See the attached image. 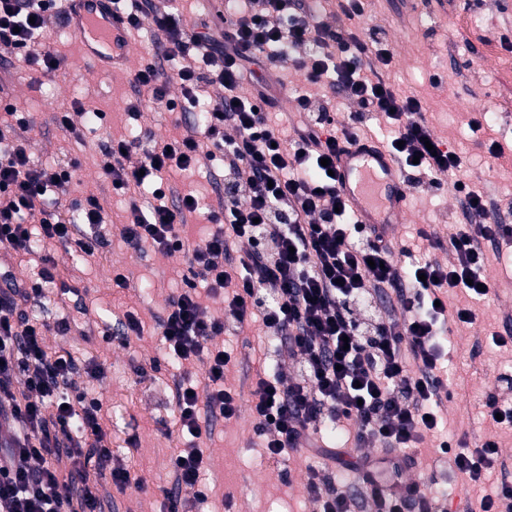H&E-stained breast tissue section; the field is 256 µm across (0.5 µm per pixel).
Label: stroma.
I'll list each match as a JSON object with an SVG mask.
<instances>
[{"label": "stroma", "instance_id": "obj_1", "mask_svg": "<svg viewBox=\"0 0 512 512\" xmlns=\"http://www.w3.org/2000/svg\"><path fill=\"white\" fill-rule=\"evenodd\" d=\"M175 6L188 30L205 26L212 35H222L224 0H176ZM368 13L373 24L385 30L396 52L392 78L410 83L426 104L435 134L468 158L465 178L476 183L490 203L500 205L503 220L512 221V212L505 208L512 200V80L499 78L504 64H512V0H424L418 10L411 9L409 0H369ZM38 40L62 58L61 70L45 77L23 58L0 60L5 101L33 122L28 148L35 159L78 160L62 205L83 201L92 193L99 198L107 222L123 224L127 200L113 190L100 169L101 149L111 140L144 133L159 141L175 136L170 112L147 105L135 115L128 111L132 78L153 60L157 48L147 33H132L130 68L106 74L79 53L77 38L65 21H52ZM492 44L501 49V56L490 54ZM435 75L442 79L437 87L431 82ZM268 83L276 97L273 125L292 129L300 121L292 96L303 87L301 77L273 74ZM75 102L84 111L104 115L101 125L83 128L78 139L66 136L55 121L57 112ZM488 110L493 117L487 125L478 131L468 127L472 114ZM493 141L502 146V157L489 154ZM170 184L175 193L194 192L211 201L224 190L221 170L205 161L194 173H172ZM465 221V206L454 190L438 197L419 194L410 199L407 217L393 238L413 244L422 225H437L444 233L449 225ZM489 255L485 273L497 282V292L477 305L472 326L450 333L454 350L448 359V386L454 396L445 404V428L449 436L470 447L496 436L501 444L499 459L475 487L463 476L443 471L434 449L420 447L414 451L415 466L405 474L410 481L424 475L434 478V492L449 495L453 512H463L466 503L491 493L501 481L512 482V431L493 427L482 407L485 394L497 389L499 374L512 369V351L492 347L488 340L491 331L512 327V243L490 249ZM55 257L62 280L76 290L68 306L79 327L66 336H48L47 346L104 363V376L88 382V390L103 404L115 455L132 478L145 481L138 494L110 487L103 495L102 512H168L163 492L175 483L169 455L172 449L190 445L210 459L207 512H312L305 492L311 460L305 453L269 459L245 410L230 423L214 420L208 436L197 440L181 436L171 414L177 382L173 368L162 369L153 381H138L133 374L134 365L162 354L159 323L170 298L189 275L185 258L163 256L147 245L135 250L116 232L100 254L82 258L59 250ZM118 272L127 276L132 290H113L112 278ZM145 285L150 288L146 294L141 291ZM129 312L140 322V335L124 333ZM107 328L112 339L105 342L101 333ZM220 341L232 347L236 359L230 382L250 392L261 367L256 336L230 328Z\"/></svg>", "mask_w": 512, "mask_h": 512}]
</instances>
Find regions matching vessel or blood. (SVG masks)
<instances>
[{"instance_id":"1","label":"vessel or blood","mask_w":512,"mask_h":512,"mask_svg":"<svg viewBox=\"0 0 512 512\" xmlns=\"http://www.w3.org/2000/svg\"><path fill=\"white\" fill-rule=\"evenodd\" d=\"M69 26L84 55L105 71L123 69L130 42L112 12L111 0H78ZM343 195L360 221L393 230L407 211V197L395 158L376 144L359 141L336 157Z\"/></svg>"}]
</instances>
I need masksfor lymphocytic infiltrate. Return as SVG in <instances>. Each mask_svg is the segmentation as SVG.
<instances>
[{"instance_id": "obj_1", "label": "lymphocytic infiltrate", "mask_w": 512, "mask_h": 512, "mask_svg": "<svg viewBox=\"0 0 512 512\" xmlns=\"http://www.w3.org/2000/svg\"><path fill=\"white\" fill-rule=\"evenodd\" d=\"M58 0H0V51L23 55L34 70L52 72L56 56L36 47ZM333 23L314 21L304 0H247L227 13L221 37L188 33L173 0H132L120 20L131 30L151 21L164 61L147 63L132 80L136 94L169 112L201 106L199 87L216 96L203 132L186 130L169 140L121 139L103 149L101 170L114 190L129 198L120 230L132 247L150 244L166 257L182 256L190 278L169 300L160 322L163 359L133 369L139 379L162 364L206 367L203 395L179 383L175 412L181 433L208 432L200 415L236 418L240 395L229 383L230 358L214 345L227 323L244 329L260 321L277 342L276 354L299 365L294 380L258 374L251 392L254 430L269 457L312 448L329 424L349 430L355 447L379 444L383 455L363 458V496L372 512H439L436 496L401 478L394 453L437 437L438 453L454 472L480 483L493 469L499 443L486 439L464 447L442 435L441 408L453 394L443 378L449 324L467 326L486 299L488 249L512 242V224L489 212L484 194L471 183L457 190L468 221L447 237L419 229L426 251L359 223L338 180L322 159L358 139H371L398 163L407 194L443 190V179L467 166L465 156L436 138L424 102L390 76L393 53L384 30L369 25L363 0H327ZM294 70L307 87L298 94L301 123L292 135L269 119L275 105L264 79L271 70ZM250 95H242L244 81ZM179 83L181 99L169 96ZM355 105L337 119L333 93ZM18 134L0 131V249L32 252L35 243L91 256L105 247L103 207L96 195L68 213L50 209L48 191L66 190L72 163L42 166L27 152L30 124L17 118ZM224 166L219 204L180 196L166 205L173 171L195 169L200 160ZM206 213L216 229L189 244L180 227ZM449 245L443 263L433 250ZM54 255H45L35 279L0 272V423L11 434L0 444V512H100L103 479L143 490L116 463L102 403L81 387L104 367L70 351L49 350V333L66 335L77 324L70 314L54 321L31 318L27 307L46 293L65 296ZM222 296L224 313L210 314L198 287ZM470 302L454 306L453 289ZM22 391H15L14 376ZM176 474L165 491L169 512H200L206 503L207 464L198 448H178L170 457ZM307 492L314 512H354L355 501L332 474L309 470Z\"/></svg>"}]
</instances>
